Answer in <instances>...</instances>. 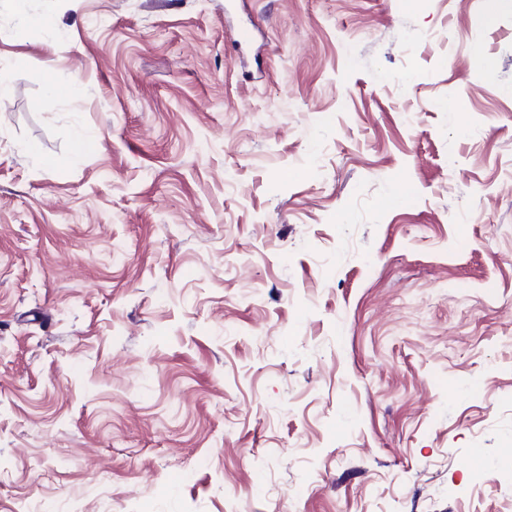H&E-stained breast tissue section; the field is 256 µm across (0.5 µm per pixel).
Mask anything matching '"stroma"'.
<instances>
[{
    "label": "stroma",
    "mask_w": 512,
    "mask_h": 512,
    "mask_svg": "<svg viewBox=\"0 0 512 512\" xmlns=\"http://www.w3.org/2000/svg\"><path fill=\"white\" fill-rule=\"evenodd\" d=\"M487 2L0 8V512H512Z\"/></svg>",
    "instance_id": "stroma-1"
}]
</instances>
